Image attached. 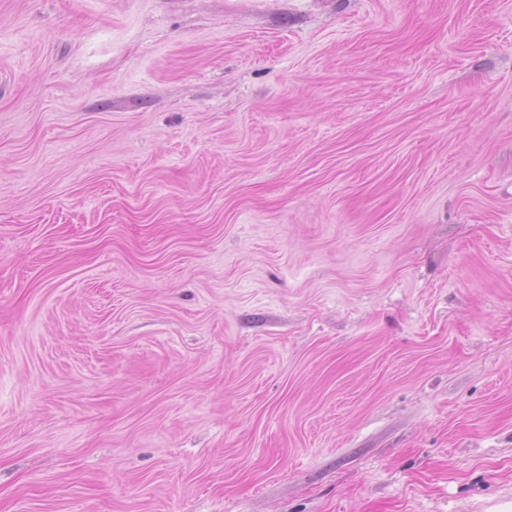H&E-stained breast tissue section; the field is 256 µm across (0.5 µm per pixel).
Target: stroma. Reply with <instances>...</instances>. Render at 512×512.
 I'll list each match as a JSON object with an SVG mask.
<instances>
[{
	"instance_id": "obj_1",
	"label": "stroma",
	"mask_w": 512,
	"mask_h": 512,
	"mask_svg": "<svg viewBox=\"0 0 512 512\" xmlns=\"http://www.w3.org/2000/svg\"><path fill=\"white\" fill-rule=\"evenodd\" d=\"M0 512H512V0H0Z\"/></svg>"
}]
</instances>
